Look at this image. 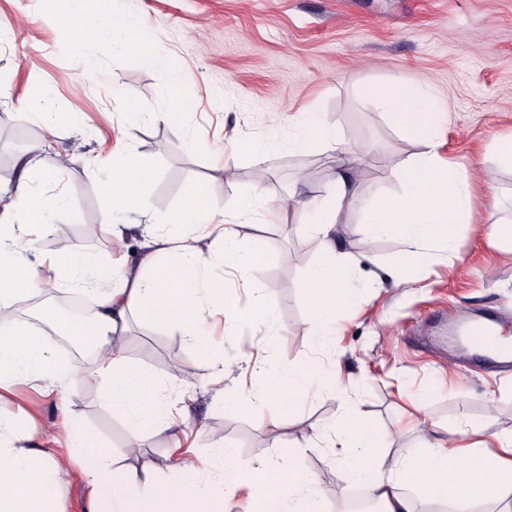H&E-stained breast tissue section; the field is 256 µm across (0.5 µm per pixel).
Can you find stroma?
Wrapping results in <instances>:
<instances>
[{
    "mask_svg": "<svg viewBox=\"0 0 512 512\" xmlns=\"http://www.w3.org/2000/svg\"><path fill=\"white\" fill-rule=\"evenodd\" d=\"M60 8L59 0H0V161L9 169L0 188L13 190L32 151L41 152L46 171L34 179L45 226L28 237L33 252H53L64 239L80 260L108 266L138 249L148 218L158 219L159 233H170L163 216L200 183L217 212L231 216L253 188L259 165L247 151L251 145L264 155V201L321 198L331 169L351 159L315 146L289 149L302 132L301 115L310 111L362 158L353 184L357 203L342 207L334 235L337 250L356 266L358 299L337 314L332 342L318 347L306 331L305 283L322 239L307 213L286 207L243 240L265 256L250 281L224 275L238 309L250 308L255 289H262L272 322L233 325L215 317L203 347L154 323L129 322L128 360L161 379L178 367L190 383L163 389L177 432L134 435L133 425L108 407L106 383L81 381L82 364L47 334L39 314L43 300H54L51 292L16 301L12 319L45 331L48 348L75 381L61 400L17 386L15 396L0 401L1 421H19V408H26L33 417L27 431L41 447L46 432L75 420L118 464L152 470L163 481L183 478L172 448L193 447L210 461L220 443L234 449L231 463L242 469L266 462L310 472L325 493V512H348L354 493L366 490L345 480L322 433L344 408L357 407L364 422L389 429L395 455L418 442L409 422L411 402L421 396L425 418L439 432L465 422L490 436L512 432V368L448 342L449 325L469 316L512 330V251L491 246L483 232L489 212L512 221V167L496 162L493 144L495 136L512 135V0H112L115 14L160 32L155 53L179 64L168 79L131 52L100 48L82 63ZM173 82L194 96L187 135L133 121L127 101L162 111ZM397 82L430 87L447 100L450 119L438 152L478 171L454 260L437 255L403 283L391 262L405 254L404 243L358 230L361 202L401 193L398 169L422 156L421 143L392 130L366 93ZM128 127L149 170L143 192L151 214L119 210L107 224L102 189L112 177L115 140ZM65 154L69 162L56 168ZM116 224L122 236L113 235ZM218 354L233 364L220 395L204 385ZM262 363L336 371L350 386L299 397L291 411L274 409L275 425L261 427L236 404L249 397Z\"/></svg>",
    "mask_w": 512,
    "mask_h": 512,
    "instance_id": "1",
    "label": "stroma"
}]
</instances>
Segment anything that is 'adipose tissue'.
I'll use <instances>...</instances> for the list:
<instances>
[{
    "label": "adipose tissue",
    "instance_id": "1",
    "mask_svg": "<svg viewBox=\"0 0 512 512\" xmlns=\"http://www.w3.org/2000/svg\"><path fill=\"white\" fill-rule=\"evenodd\" d=\"M64 16L77 30L74 52L86 56L91 44L111 40L113 47L140 56L145 65L172 75L174 60L158 57L151 49L153 37L133 21L112 19L108 25L86 17L79 0H66ZM146 170L135 157L113 170L106 187L112 207H146L142 185ZM352 178L336 168L327 193L319 200H300L313 223L331 233L339 209L349 201ZM38 187L20 176L14 191L0 195V311L13 301L40 294L46 286H66L90 295L95 303L92 319L61 318L54 303L44 302L40 314L62 331L88 341L96 349L89 380L108 382L107 399L113 411L126 416L140 431L172 429L160 382L144 368L131 365L125 355L126 331L131 314L161 323L172 336L199 343L207 341L209 315L217 309L246 323L267 321L269 310L261 306L237 312L223 288L212 277L215 265L246 275L260 260L255 252L242 251L240 237L257 222L252 203H244L228 219L203 227L212 213L205 190H198L165 221L193 225L190 233L164 235L146 224L142 256L134 265L88 268L79 262L70 244L51 255L25 253L19 242L25 230L41 223L43 213L35 208ZM353 267L338 254L332 241H325L321 261L312 269L305 288L309 298L307 323L313 335L332 337L336 313L349 304ZM253 399L243 408L259 424L269 403L280 401L284 388L306 389L307 372L281 374L263 367ZM70 371L60 366L42 336L22 323L0 335V397L20 384H37L52 394L69 387ZM333 447L343 449L346 480L366 485L382 512H416L404 497V485L419 487L431 502L455 506L457 512H472L477 505L495 502L500 512H512V435L485 438L480 430L457 429L439 434L429 426L419 430L421 442L399 456L387 451L388 431L362 423L357 416L341 418L331 428ZM177 465L185 474L182 482L159 481L153 471L139 472L117 467L110 452L79 424H71L65 446L36 448L28 433L15 425L0 423V512H55L61 487L72 475L84 483L90 512H218L205 499L207 489L222 483L225 496L249 489L256 512H323L324 492L302 470L273 474L269 465L244 470L232 465L199 463L189 452L176 451Z\"/></svg>",
    "mask_w": 512,
    "mask_h": 512
}]
</instances>
